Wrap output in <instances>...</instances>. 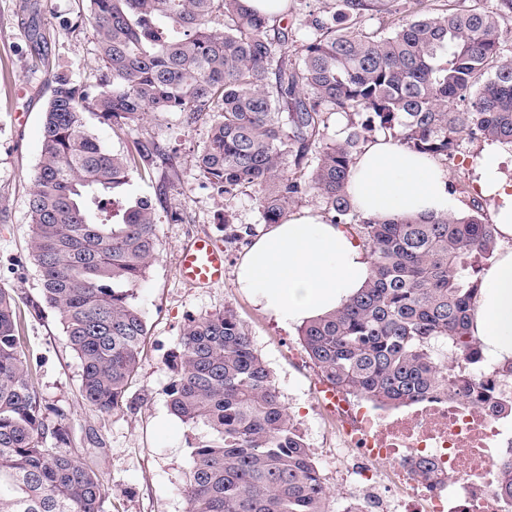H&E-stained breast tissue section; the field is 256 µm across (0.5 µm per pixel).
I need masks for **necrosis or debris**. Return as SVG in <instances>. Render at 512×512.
<instances>
[{"label":"necrosis or debris","mask_w":512,"mask_h":512,"mask_svg":"<svg viewBox=\"0 0 512 512\" xmlns=\"http://www.w3.org/2000/svg\"><path fill=\"white\" fill-rule=\"evenodd\" d=\"M336 422V479L349 512H512L496 495L512 418L437 391L399 414L339 394L320 395ZM389 462L380 470V462ZM433 473L423 476L422 463Z\"/></svg>","instance_id":"4bbe7bcc"}]
</instances>
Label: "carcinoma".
<instances>
[{
    "label": "carcinoma",
    "instance_id": "carcinoma-1",
    "mask_svg": "<svg viewBox=\"0 0 512 512\" xmlns=\"http://www.w3.org/2000/svg\"><path fill=\"white\" fill-rule=\"evenodd\" d=\"M409 1L401 20L366 30L367 17L398 15ZM427 2L330 0L303 18L291 3L286 14L308 29L296 38L244 0H86L74 27L96 33L99 90L91 97L69 75L46 72L52 97L29 212L42 297L80 361L87 404L126 403L147 336L135 291L157 258V223L126 187L134 175L174 170L152 139L103 149L87 112L129 134L150 114L174 112L186 128L207 120L197 168L224 200L250 192L264 223L278 224L315 197L330 222L365 242V287L299 328L322 381L391 407L436 388L475 405L497 399L485 374L512 378V362L490 366L472 333L495 226L477 205L367 219L347 191L375 133L433 159L453 157L465 136L512 145L500 13ZM335 115L347 125L331 138ZM17 309L19 297L0 288V512H105L101 476L60 448L66 416L32 380ZM170 360V411L205 430L183 487L189 512H329L332 493L233 308L189 320ZM497 494L512 503V454Z\"/></svg>",
    "mask_w": 512,
    "mask_h": 512
}]
</instances>
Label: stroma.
<instances>
[{
    "label": "stroma",
    "instance_id": "1",
    "mask_svg": "<svg viewBox=\"0 0 512 512\" xmlns=\"http://www.w3.org/2000/svg\"><path fill=\"white\" fill-rule=\"evenodd\" d=\"M79 0H0V197L8 201L0 223V287L27 300L40 301L41 281L29 248L27 190L40 156L43 118L50 98L45 69L64 72L82 88L98 87L100 64L96 35L90 26H75ZM208 124L182 127L177 114L147 116L138 134L168 147L177 172L174 183L161 185L132 178L129 199H151L157 218L158 256L136 294L148 330L140 368L128 391V406L102 412L81 397V366L67 346L51 309L26 318L23 350L43 400L64 411L65 445L102 477L107 512H188L182 493L193 465L192 446L202 428L171 414L166 389L173 375L170 354L184 325L232 307L250 332L256 352L271 372L289 412L316 462L333 452L332 428L317 404L318 370L309 360L296 325L281 323L258 309L236 287L237 265L250 238L228 239L224 208L232 206L241 224L262 235L264 224L253 195L225 202L199 175L198 150ZM480 140L463 141L454 159L445 161L461 213L472 210L477 190L476 159ZM182 219L173 222L172 211ZM206 234L227 258L224 282L212 288L187 286L178 271L180 248Z\"/></svg>",
    "mask_w": 512,
    "mask_h": 512
}]
</instances>
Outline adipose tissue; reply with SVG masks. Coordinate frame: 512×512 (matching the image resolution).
Instances as JSON below:
<instances>
[{
    "label": "adipose tissue",
    "mask_w": 512,
    "mask_h": 512,
    "mask_svg": "<svg viewBox=\"0 0 512 512\" xmlns=\"http://www.w3.org/2000/svg\"><path fill=\"white\" fill-rule=\"evenodd\" d=\"M477 184L491 201L498 238L512 239V180L495 152L477 159ZM348 193L367 218L444 215L457 206L448 173L434 159L382 138L368 142L351 168ZM369 250L341 224L307 209L272 225L246 248L237 286L262 310L285 323L302 324L338 309L370 276ZM473 334L497 364L512 360V250L485 271Z\"/></svg>",
    "instance_id": "obj_1"
}]
</instances>
